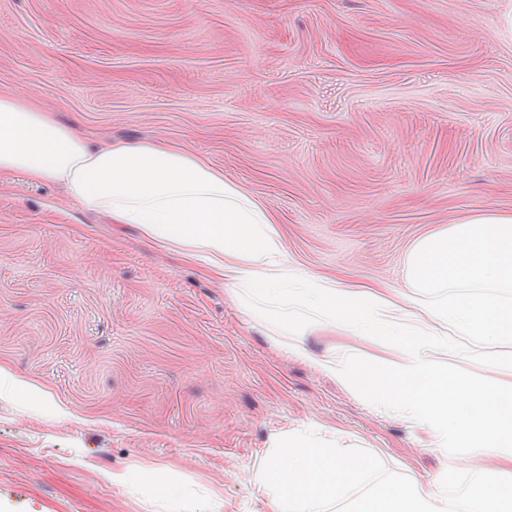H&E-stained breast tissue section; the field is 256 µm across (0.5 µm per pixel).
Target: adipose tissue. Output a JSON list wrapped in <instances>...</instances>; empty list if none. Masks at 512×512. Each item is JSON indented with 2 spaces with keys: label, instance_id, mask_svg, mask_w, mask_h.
<instances>
[{
  "label": "adipose tissue",
  "instance_id": "adipose-tissue-1",
  "mask_svg": "<svg viewBox=\"0 0 512 512\" xmlns=\"http://www.w3.org/2000/svg\"><path fill=\"white\" fill-rule=\"evenodd\" d=\"M23 175L61 184L83 209L176 246L229 290L246 312H263L274 335L317 326L398 347L383 367L313 359L299 343L293 358L313 362L368 401L394 405L443 454L467 449L496 459L512 475V389L453 374L436 351L449 331L512 338V211L474 214L419 240L408 258V285L437 297V327L419 325L402 304L405 292L379 286L360 292L290 260L271 215L222 171L186 150L161 143L93 144L50 110L0 95V177ZM461 297L449 300V290Z\"/></svg>",
  "mask_w": 512,
  "mask_h": 512
}]
</instances>
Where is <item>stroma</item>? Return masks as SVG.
Returning a JSON list of instances; mask_svg holds the SVG:
<instances>
[{
	"mask_svg": "<svg viewBox=\"0 0 512 512\" xmlns=\"http://www.w3.org/2000/svg\"><path fill=\"white\" fill-rule=\"evenodd\" d=\"M18 92L94 141L182 146L271 213L303 268L353 286L404 288L418 239L512 211V0H0V93ZM451 342L438 361L512 383V342ZM0 364L52 395H0V512H265L249 476L297 430L423 483L499 472L426 449L175 251L21 175L0 192Z\"/></svg>",
	"mask_w": 512,
	"mask_h": 512,
	"instance_id": "1",
	"label": "stroma"
}]
</instances>
